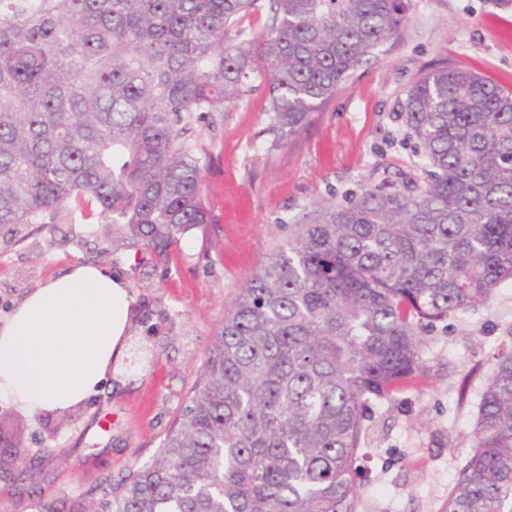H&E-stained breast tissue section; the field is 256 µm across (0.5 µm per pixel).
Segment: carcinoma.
<instances>
[{"instance_id": "1", "label": "carcinoma", "mask_w": 512, "mask_h": 512, "mask_svg": "<svg viewBox=\"0 0 512 512\" xmlns=\"http://www.w3.org/2000/svg\"><path fill=\"white\" fill-rule=\"evenodd\" d=\"M0 0V227L91 201L166 245L207 223L204 114L261 78L280 139L398 34L410 0ZM398 171L329 203L224 315L156 457L101 489L109 512H355L367 402L421 371L424 323L512 281V90L436 68L401 106ZM446 512H512V352L485 387ZM34 512H97L83 494Z\"/></svg>"}]
</instances>
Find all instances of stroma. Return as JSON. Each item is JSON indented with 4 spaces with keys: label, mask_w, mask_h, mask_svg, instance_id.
<instances>
[{
    "label": "stroma",
    "mask_w": 512,
    "mask_h": 512,
    "mask_svg": "<svg viewBox=\"0 0 512 512\" xmlns=\"http://www.w3.org/2000/svg\"><path fill=\"white\" fill-rule=\"evenodd\" d=\"M470 70L512 88V6L490 0H411L400 32L359 68L292 142L280 143L260 79L193 134L209 153L208 221L164 247L70 203L0 233V319L71 266L121 276L135 299L132 339L154 352L121 363L73 414L32 419L0 399V512H30L83 492L98 495L150 462L197 381L224 314L260 260L293 224L404 170L423 179L416 141L398 109L425 71ZM423 373L363 422L355 512H445L473 453L471 432L498 357L512 351V282L475 308L420 331Z\"/></svg>",
    "instance_id": "obj_1"
}]
</instances>
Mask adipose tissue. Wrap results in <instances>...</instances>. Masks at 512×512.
Here are the masks:
<instances>
[{
	"label": "adipose tissue",
	"instance_id": "ef3b65f1",
	"mask_svg": "<svg viewBox=\"0 0 512 512\" xmlns=\"http://www.w3.org/2000/svg\"><path fill=\"white\" fill-rule=\"evenodd\" d=\"M132 304L91 264L36 288L0 321V397L33 416L82 406L128 353Z\"/></svg>",
	"mask_w": 512,
	"mask_h": 512
}]
</instances>
